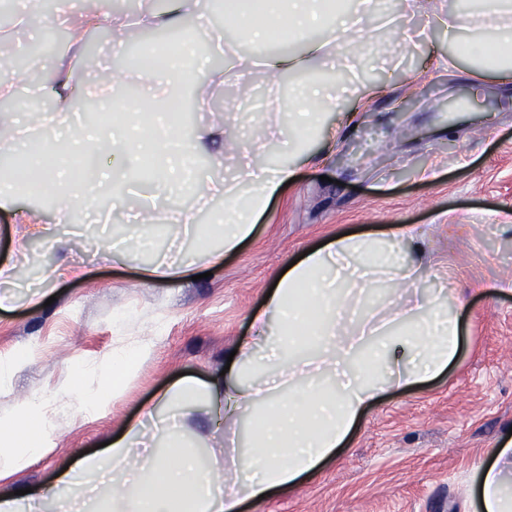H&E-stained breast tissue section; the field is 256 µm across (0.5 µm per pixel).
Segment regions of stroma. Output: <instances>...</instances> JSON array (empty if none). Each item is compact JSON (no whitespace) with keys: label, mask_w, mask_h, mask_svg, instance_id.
Returning <instances> with one entry per match:
<instances>
[{"label":"stroma","mask_w":512,"mask_h":512,"mask_svg":"<svg viewBox=\"0 0 512 512\" xmlns=\"http://www.w3.org/2000/svg\"><path fill=\"white\" fill-rule=\"evenodd\" d=\"M166 0H126L120 7L83 0L82 10L103 21L88 39L102 65L119 70L110 17L135 21L160 12ZM452 0H403L377 8L372 38L352 68L339 69L340 86L366 98L355 123L327 114L324 133L308 149L312 159L274 197L252 236L212 270L158 277L152 270L167 245L153 234L148 252L114 261L113 245L134 231L109 193L88 201L80 219L56 228L53 243L36 234L51 223L47 198L13 196L0 207V263L17 267L13 304L0 310V360L21 369L0 382V414L82 376L102 386L114 350L128 338L152 342L117 396L97 413L60 409L52 448L20 469L0 472V492L52 485L78 455L97 453L136 422L180 373L219 377L224 356L249 332L276 275L293 259L344 232H375L407 224L425 234L423 259L434 270L420 291L444 289L442 304L460 312L457 356L441 376L391 393L359 420L342 448L302 477L242 512H468L472 487L492 448L512 431V82L475 73L479 43L452 40L441 19ZM228 45L203 61L196 79L210 82L212 99L191 103L183 138L217 125L254 141L262 166L283 156L282 142H263L269 108L288 119L291 78L237 77L255 57L238 29ZM25 251H18L19 239ZM79 267V275L68 272Z\"/></svg>","instance_id":"stroma-1"}]
</instances>
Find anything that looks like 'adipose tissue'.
<instances>
[{
  "mask_svg": "<svg viewBox=\"0 0 512 512\" xmlns=\"http://www.w3.org/2000/svg\"><path fill=\"white\" fill-rule=\"evenodd\" d=\"M227 21L249 25L258 45H266L268 17L286 13L290 32L304 37L296 53L265 54L259 65L271 77L304 75L325 44L311 39L328 17L336 19V55L345 59L354 50L348 39L363 34V20L376 0H269L265 12L252 10L248 0H221ZM72 50L49 63L60 86H68L75 53L92 29L97 14L65 15ZM475 29L494 43L489 53L476 55L482 71L498 79L512 78V0H463L448 24L449 32ZM160 86L151 102L115 97L111 86L101 93L103 106L135 116L150 127L140 136L127 128L109 131L105 139L125 159L116 171L92 181L78 180L75 161L92 143L84 132L67 135L64 149L47 162L24 155L17 168L0 169V201L11 190L36 184L51 188L66 204L95 190L112 191L113 205L125 202L114 193L119 182L134 184L150 177L160 191L191 186L195 157L207 154L211 130L194 139H182L158 113L168 98ZM303 109L290 113L287 123L270 122L271 136L288 141L292 158L269 169L242 167L239 177L249 185L244 195L229 193L224 185L201 187V194H220L224 210L216 221L224 227V246L206 254V262L220 266L252 235L257 220L297 169L309 161L301 142L321 127V116L338 109L339 95L329 85L302 80L292 90ZM58 208L57 220H68V209ZM424 236L416 228L393 224L377 234L333 237L302 256L279 281L263 307L250 315V334L241 338L228 372L209 382L187 378L165 390L144 413L152 420L164 410L176 413L164 425V447L148 438L143 422L125 427L100 452L76 459L56 483L32 496L0 494V512H49L68 499L75 512H96L94 488L86 478L102 475L112 493L110 512H240L243 502L260 503L296 487L336 448L354 426L387 393L408 388L443 374L455 359L460 339V317L436 300L422 297L414 307L392 306L385 315L360 313L359 295L384 284L391 291H413L431 269L422 260ZM56 396L24 402L16 418H0V464L23 465L51 448ZM217 418L214 434L231 449L236 469L232 487L213 471L202 468L190 451L187 432L197 413ZM473 512H512V438L491 451L480 470L479 497Z\"/></svg>",
  "mask_w": 512,
  "mask_h": 512,
  "instance_id": "1",
  "label": "adipose tissue"
}]
</instances>
